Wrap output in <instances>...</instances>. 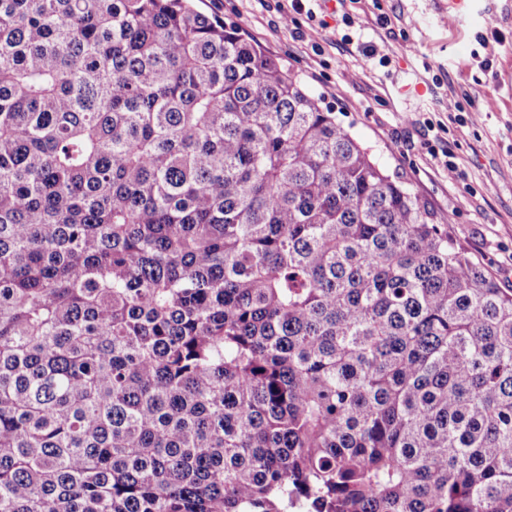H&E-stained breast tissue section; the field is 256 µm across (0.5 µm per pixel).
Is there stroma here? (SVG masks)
Wrapping results in <instances>:
<instances>
[{"label": "stroma", "mask_w": 512, "mask_h": 512, "mask_svg": "<svg viewBox=\"0 0 512 512\" xmlns=\"http://www.w3.org/2000/svg\"><path fill=\"white\" fill-rule=\"evenodd\" d=\"M288 0H195L275 54L375 161L448 224L458 244L512 288V0H313L285 25ZM352 26H345L342 14ZM350 34L352 44L341 43ZM376 58H366L363 46ZM388 57L379 65L378 57ZM477 113L448 118V100ZM449 151V178L434 152Z\"/></svg>", "instance_id": "stroma-1"}]
</instances>
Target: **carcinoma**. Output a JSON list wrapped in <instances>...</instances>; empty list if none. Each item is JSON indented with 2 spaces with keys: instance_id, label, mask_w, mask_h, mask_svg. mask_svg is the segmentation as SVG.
<instances>
[{
  "instance_id": "obj_1",
  "label": "carcinoma",
  "mask_w": 512,
  "mask_h": 512,
  "mask_svg": "<svg viewBox=\"0 0 512 512\" xmlns=\"http://www.w3.org/2000/svg\"><path fill=\"white\" fill-rule=\"evenodd\" d=\"M0 512H512V289L190 0H0Z\"/></svg>"
}]
</instances>
